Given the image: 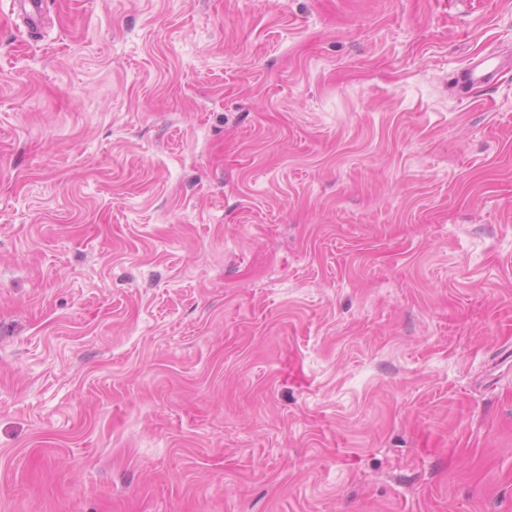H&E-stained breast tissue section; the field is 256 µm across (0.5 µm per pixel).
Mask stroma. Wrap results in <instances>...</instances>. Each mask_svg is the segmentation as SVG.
<instances>
[{
    "mask_svg": "<svg viewBox=\"0 0 512 512\" xmlns=\"http://www.w3.org/2000/svg\"><path fill=\"white\" fill-rule=\"evenodd\" d=\"M0 0V512H512V0ZM500 67L490 58H480L463 70L457 82L461 87H489L495 84Z\"/></svg>",
    "mask_w": 512,
    "mask_h": 512,
    "instance_id": "1",
    "label": "stroma"
}]
</instances>
